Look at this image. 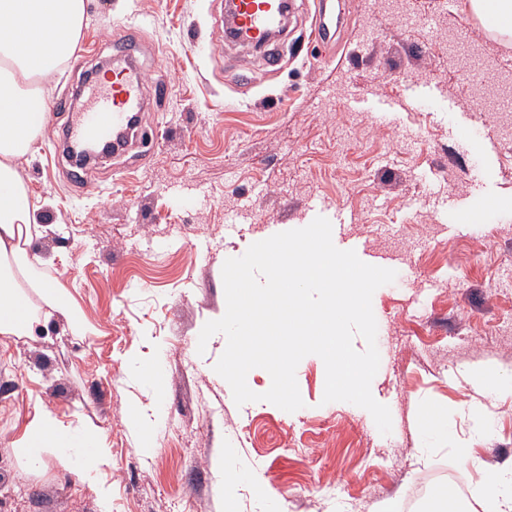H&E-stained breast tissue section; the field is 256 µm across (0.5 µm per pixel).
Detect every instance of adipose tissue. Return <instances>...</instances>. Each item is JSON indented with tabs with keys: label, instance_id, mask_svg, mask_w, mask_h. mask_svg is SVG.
Here are the masks:
<instances>
[{
	"label": "adipose tissue",
	"instance_id": "adipose-tissue-1",
	"mask_svg": "<svg viewBox=\"0 0 512 512\" xmlns=\"http://www.w3.org/2000/svg\"><path fill=\"white\" fill-rule=\"evenodd\" d=\"M85 0H0V335L26 336L39 323L38 305L64 318L74 332L85 325L80 308L61 284L45 286L38 277L46 257L30 253V228L38 209L29 199L18 161L27 155L42 129L30 115L47 109L43 82L53 78L73 55L85 25ZM34 288L30 300L24 287ZM90 444L80 478L91 483L95 465L105 463L108 448L96 429L76 431L51 410L39 409L16 444L33 467L47 458L67 459L75 442Z\"/></svg>",
	"mask_w": 512,
	"mask_h": 512
}]
</instances>
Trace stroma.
<instances>
[{
	"label": "stroma",
	"mask_w": 512,
	"mask_h": 512,
	"mask_svg": "<svg viewBox=\"0 0 512 512\" xmlns=\"http://www.w3.org/2000/svg\"><path fill=\"white\" fill-rule=\"evenodd\" d=\"M341 0L345 24L310 38L315 4L298 0L281 55L221 44L224 0H88L75 56L45 87L55 101L100 66L129 27L140 66L168 97L148 106V156L100 160L86 193L47 154L67 113L19 170L39 222L43 276L59 279L87 322L41 320L0 335V512H435L453 491L463 512H498L512 493V56L467 0ZM464 31L481 60L449 45ZM326 210L312 209V200ZM393 283L372 298L380 366L374 399L392 431L348 402L323 403L325 366L296 370L303 408L236 405L214 366L226 312V259L334 210ZM109 449L97 482L14 444L37 406ZM447 426H425L428 409ZM152 434L144 446L143 430ZM109 497H102L101 488Z\"/></svg>",
	"instance_id": "35a3bbf8"
}]
</instances>
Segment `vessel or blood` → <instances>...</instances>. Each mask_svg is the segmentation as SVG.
Returning <instances> with one entry per match:
<instances>
[{
    "mask_svg": "<svg viewBox=\"0 0 512 512\" xmlns=\"http://www.w3.org/2000/svg\"><path fill=\"white\" fill-rule=\"evenodd\" d=\"M231 11L224 16L225 26L234 33L232 42L261 49L269 44L286 16L287 0H229ZM318 11L312 25L314 38H322L336 25V12L327 0H316ZM136 44L120 47L113 56L112 83L91 82L84 92V103L73 109L68 97H60L53 112L40 113L38 122L48 125L54 112L70 115L66 142L78 147L88 142L112 143L114 151L125 150L139 124L149 100L169 93L166 85H151L141 66L136 64Z\"/></svg>",
    "mask_w": 512,
    "mask_h": 512,
    "instance_id": "1",
    "label": "vessel or blood"
}]
</instances>
